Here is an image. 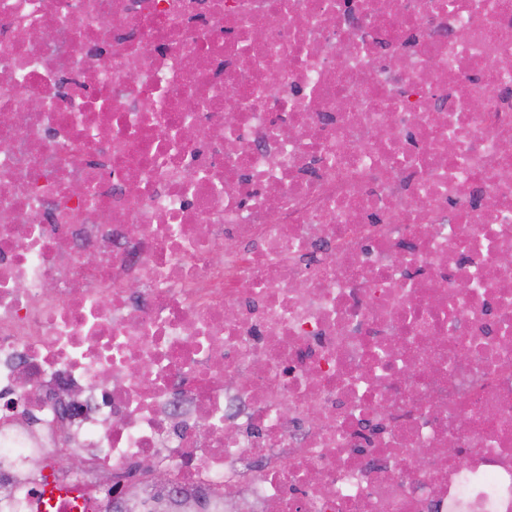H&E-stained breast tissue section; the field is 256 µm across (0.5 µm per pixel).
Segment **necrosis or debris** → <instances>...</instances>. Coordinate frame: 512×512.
<instances>
[{
    "mask_svg": "<svg viewBox=\"0 0 512 512\" xmlns=\"http://www.w3.org/2000/svg\"><path fill=\"white\" fill-rule=\"evenodd\" d=\"M508 141L512 0H0V512H512ZM140 472L151 482L152 487L161 491L167 490L168 494L157 505L153 501H146L137 510L154 509L151 512L159 511V508L180 510L183 503H179L180 496L176 490L170 487L167 473L158 469L149 459H145L141 463ZM46 499L51 507L57 506L59 512L76 511L78 509L77 498L72 490L58 489L50 486L46 489Z\"/></svg>",
    "mask_w": 512,
    "mask_h": 512,
    "instance_id": "1",
    "label": "necrosis or debris"
}]
</instances>
